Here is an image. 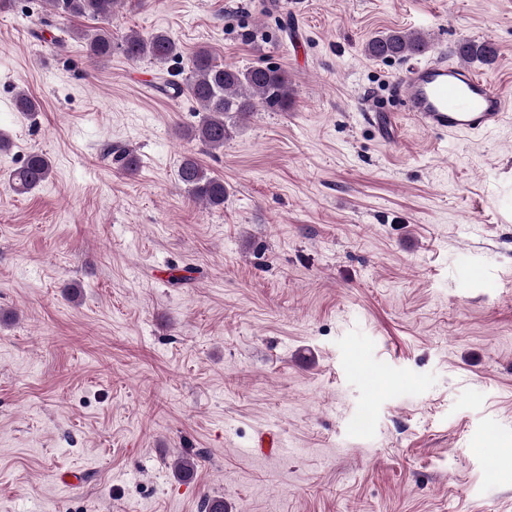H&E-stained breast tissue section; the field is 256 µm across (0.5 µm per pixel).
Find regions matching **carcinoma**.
I'll return each instance as SVG.
<instances>
[{
    "label": "carcinoma",
    "instance_id": "1",
    "mask_svg": "<svg viewBox=\"0 0 512 512\" xmlns=\"http://www.w3.org/2000/svg\"><path fill=\"white\" fill-rule=\"evenodd\" d=\"M59 14L66 17L103 19L123 0H44ZM87 57L98 62L112 55V32L103 26L82 30ZM127 60L140 62L149 59L166 64L182 57L176 41L164 30L149 34L130 31L118 44ZM430 49V43L419 32L398 30L370 39L365 51L373 59L407 58ZM457 56L466 61H494L497 50L490 42L461 40L455 46ZM182 80L167 79L165 86L174 87L196 105L201 114L197 124L187 129V135L204 145L209 151L224 150L231 139L236 120L247 117L259 108L277 111L288 107L291 87L288 76L274 66L256 65L240 69L218 64L206 49L195 52L181 69ZM52 163L41 152L30 153L24 162L9 174L13 191L23 194L40 187L51 176ZM179 183L195 201L211 207L224 206L226 188L224 180L188 155L177 170Z\"/></svg>",
    "mask_w": 512,
    "mask_h": 512
}]
</instances>
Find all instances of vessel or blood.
I'll return each instance as SVG.
<instances>
[{"instance_id": "vessel-or-blood-1", "label": "vessel or blood", "mask_w": 512, "mask_h": 512, "mask_svg": "<svg viewBox=\"0 0 512 512\" xmlns=\"http://www.w3.org/2000/svg\"><path fill=\"white\" fill-rule=\"evenodd\" d=\"M395 85L408 114L436 134L491 133L512 113V93L443 55L410 65Z\"/></svg>"}]
</instances>
